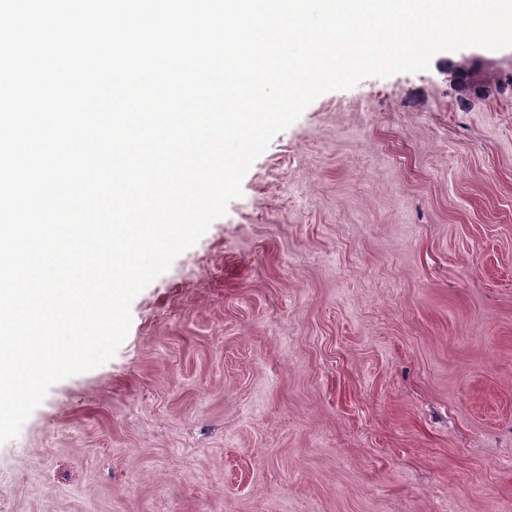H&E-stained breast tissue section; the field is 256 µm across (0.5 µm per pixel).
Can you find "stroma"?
Segmentation results:
<instances>
[{"instance_id":"stroma-1","label":"stroma","mask_w":512,"mask_h":512,"mask_svg":"<svg viewBox=\"0 0 512 512\" xmlns=\"http://www.w3.org/2000/svg\"><path fill=\"white\" fill-rule=\"evenodd\" d=\"M511 80L312 101L0 444V512H512Z\"/></svg>"}]
</instances>
